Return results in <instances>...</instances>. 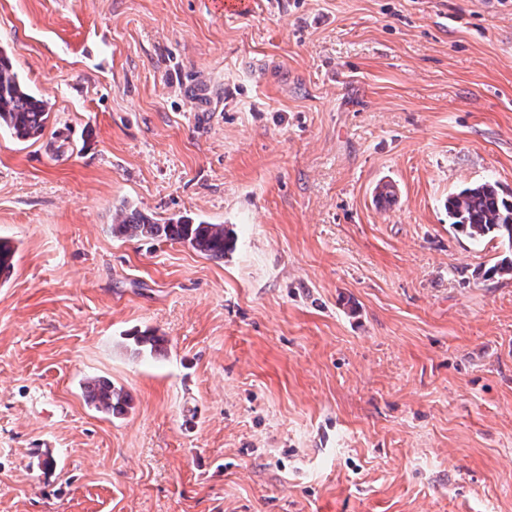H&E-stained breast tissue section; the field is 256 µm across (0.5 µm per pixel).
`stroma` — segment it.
<instances>
[{
    "label": "stroma",
    "instance_id": "1",
    "mask_svg": "<svg viewBox=\"0 0 512 512\" xmlns=\"http://www.w3.org/2000/svg\"><path fill=\"white\" fill-rule=\"evenodd\" d=\"M0 47L51 111L0 131V512H512V249L445 208L512 201V0H0ZM447 207L449 225L473 242L499 237L512 249V203L501 197L495 183L464 187L448 196ZM112 221L116 237L185 243L216 260L224 259L233 248L234 234L223 224L196 223L188 217L160 222L125 204L116 208ZM84 388L87 404L103 415L122 414L130 404L129 394L112 384L109 378H92L84 384Z\"/></svg>",
    "mask_w": 512,
    "mask_h": 512
}]
</instances>
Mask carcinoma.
I'll list each match as a JSON object with an SVG mask.
<instances>
[{"label":"carcinoma","mask_w":512,"mask_h":512,"mask_svg":"<svg viewBox=\"0 0 512 512\" xmlns=\"http://www.w3.org/2000/svg\"><path fill=\"white\" fill-rule=\"evenodd\" d=\"M50 112L44 100L31 94L14 70L6 50L0 47V130H8L21 139L40 136ZM449 225L480 242L499 237L512 249V204L489 181L460 189L448 196ZM112 234L117 237L179 242L216 260L232 250L234 234L222 224L194 222L188 217L160 222L123 203L113 216ZM15 250L0 240V279H8L14 270ZM135 350L158 356L165 339L146 332L133 337ZM86 402L96 412L116 416L126 411L130 397L123 388L106 377L92 378L84 384Z\"/></svg>","instance_id":"1"}]
</instances>
